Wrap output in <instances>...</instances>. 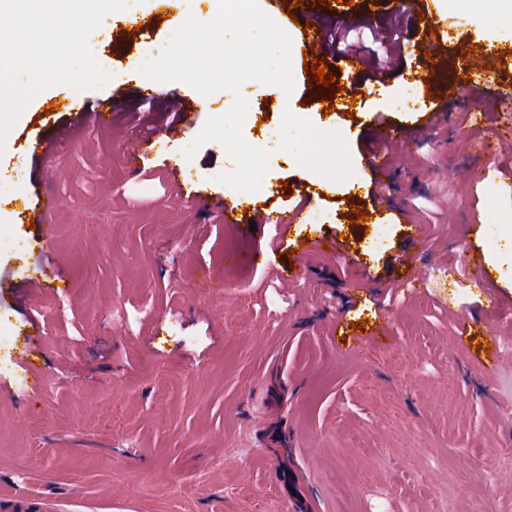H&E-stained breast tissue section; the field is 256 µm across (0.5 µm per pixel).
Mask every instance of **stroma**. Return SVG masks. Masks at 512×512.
I'll list each match as a JSON object with an SVG mask.
<instances>
[{"instance_id": "1", "label": "stroma", "mask_w": 512, "mask_h": 512, "mask_svg": "<svg viewBox=\"0 0 512 512\" xmlns=\"http://www.w3.org/2000/svg\"><path fill=\"white\" fill-rule=\"evenodd\" d=\"M94 40L116 78L87 91L62 85L81 108L124 93L131 112L109 128L87 126L61 145L56 167H39L27 137L64 116L28 103L0 147V498L37 500L41 512H292L290 499L317 512H512V136L491 158L461 142L491 137L500 118L475 114L457 78L467 44L512 64L507 0H423L437 26L431 51L418 49L419 18L393 0H326L311 15L329 31L399 25L402 72L329 71L344 87L309 86L299 43L291 45L294 90L251 79L243 136L270 151L258 190L218 180L236 164L217 142L187 158L208 117L224 114L231 92L202 96L181 82L149 84L139 58H160L181 19L206 15L211 0H126ZM143 34L128 36L132 24ZM195 107L180 138L154 149L123 127L164 129L173 115L139 101L144 86ZM333 97L325 105L324 97ZM446 105L469 114L431 132L394 165V199L409 224L388 211L368 225L352 206L375 204L364 139L377 117L401 128ZM177 164L191 197L177 194ZM475 176L471 193L452 173ZM59 206L47 225L34 215L46 195ZM308 199L304 223L286 240L243 235L224 224L221 204L244 199L291 216ZM425 227L408 244L410 224ZM346 235L347 252L304 257L306 237ZM249 252L275 245L299 268L294 285L270 272L225 263L229 244ZM446 253L447 279L434 263ZM374 281L357 288V268ZM421 270L427 284L413 291ZM490 282L488 304L472 280ZM476 322L460 337L456 312ZM390 323V339L368 330ZM497 334L500 369L481 366ZM362 341L358 356L341 340ZM29 352L34 368L18 361ZM41 395L25 390L32 373Z\"/></svg>"}]
</instances>
